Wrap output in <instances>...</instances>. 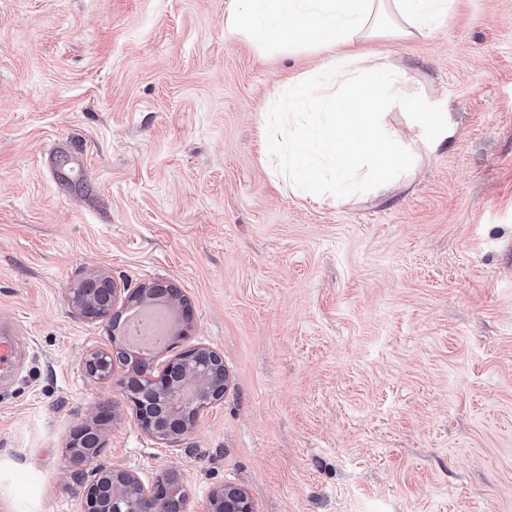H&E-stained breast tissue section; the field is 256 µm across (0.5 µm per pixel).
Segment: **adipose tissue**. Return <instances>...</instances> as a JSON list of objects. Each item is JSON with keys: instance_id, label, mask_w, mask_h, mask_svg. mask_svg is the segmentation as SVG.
Returning <instances> with one entry per match:
<instances>
[{"instance_id": "ef3b65f1", "label": "adipose tissue", "mask_w": 512, "mask_h": 512, "mask_svg": "<svg viewBox=\"0 0 512 512\" xmlns=\"http://www.w3.org/2000/svg\"><path fill=\"white\" fill-rule=\"evenodd\" d=\"M451 6L452 0H232L226 31L261 49L289 42L330 58L265 114V159L289 191L323 205L388 185L396 171L412 167V155L385 136L379 111L401 102L404 72L384 57L357 58L349 47L429 32Z\"/></svg>"}]
</instances>
